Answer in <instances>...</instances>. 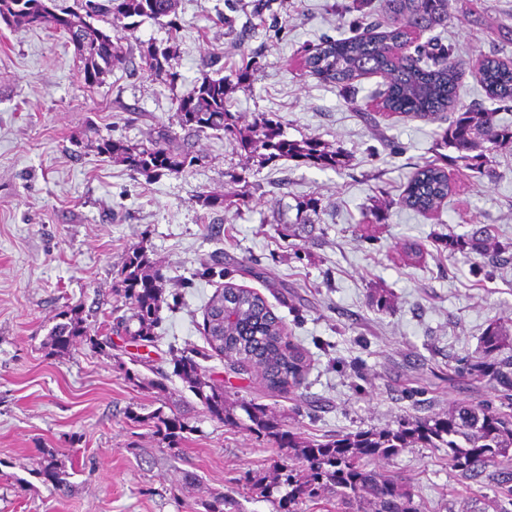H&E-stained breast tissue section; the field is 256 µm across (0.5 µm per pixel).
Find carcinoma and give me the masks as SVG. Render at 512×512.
<instances>
[{
  "label": "carcinoma",
  "mask_w": 512,
  "mask_h": 512,
  "mask_svg": "<svg viewBox=\"0 0 512 512\" xmlns=\"http://www.w3.org/2000/svg\"><path fill=\"white\" fill-rule=\"evenodd\" d=\"M76 7L59 8L56 0H0V20L7 26L49 28L63 33L74 46L78 79L92 87L123 65L124 48L111 31L129 26L134 18L159 21L168 18L170 34H177L180 22L175 13V0H74ZM387 12L399 19V26L383 33L375 32L377 24L366 22L359 32L344 40L327 38L316 45L301 63L302 69L325 82L348 89L353 82L368 74H381L388 88L378 107L387 116L410 114L432 121H448V127L437 133L436 145L451 149L454 155L440 153L417 168L409 179L400 203L409 209L426 213L448 197L451 184L448 164L462 165L479 173L486 171L487 152L512 143V126L498 125L492 113L477 108L455 111L458 100L459 62L448 52L422 61L421 55L407 52L413 35L452 18L455 0H384ZM241 63L229 75L213 76L205 71L191 89L176 98V116L180 127L193 132L209 130L230 137L233 146L264 166L280 159L334 168L342 156L317 138L290 140L281 125L265 112L256 113L252 121L241 122L230 111L229 88H244L258 69L256 59L240 52ZM147 71L156 78L175 82L171 70V49L150 45L142 52ZM477 80L486 93L499 100L512 101V67L495 58H486L478 69ZM99 152L113 163L128 169L158 176L181 174L199 163L200 158L188 147L175 141L172 131L161 126L146 143L104 138ZM195 204L206 211L224 207V195L203 191ZM491 230L478 227L466 238L445 239V246L494 260L502 249L492 248ZM165 276L161 268L151 265L144 249L128 256L120 276L112 284V292L124 299L129 314L112 311L107 323L108 334L91 333L87 320L72 308L64 315L68 320L55 325L50 345L65 353L74 345L87 342L98 354L124 369L125 361L112 353L108 336H126L132 342L151 341L155 337L158 312L163 303ZM203 333L209 349L188 351L175 358L177 372L198 397L208 415L228 426L239 423L235 409L245 412L258 433L278 441L283 448H297L306 463L305 472L281 467L274 487L285 486L288 492L287 512H297L303 500H319L325 493L336 494L344 512H422L403 481L383 476L360 464L364 457H389L403 449H448V464L459 475L477 480L487 467L512 461V359L500 357L506 334L502 326L492 323L486 329L479 357L466 360L453 369L448 379L466 375L481 377L501 392L505 412L483 402L459 407L443 416L422 420L404 418L397 427L372 428L346 434L325 442L307 440L296 443L291 432L283 431L281 422L255 403L231 398L221 387L205 378L197 358L234 354L230 371L247 374L255 365L263 367L262 383L269 393L294 394L303 385L305 359L292 341L284 340L282 321L257 292L227 283L211 296L205 312ZM187 429L178 415L157 417L156 433L163 435L173 447L179 433Z\"/></svg>",
  "instance_id": "obj_1"
}]
</instances>
